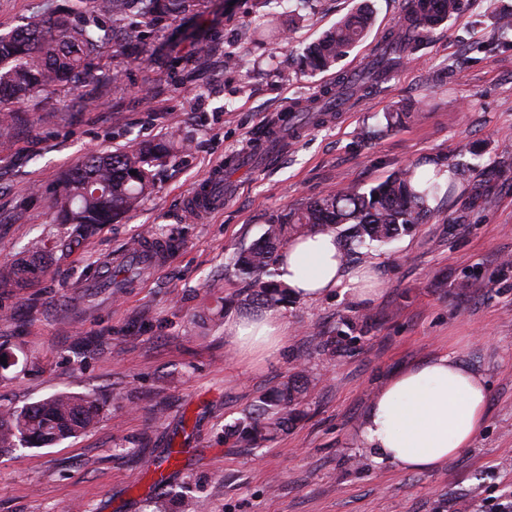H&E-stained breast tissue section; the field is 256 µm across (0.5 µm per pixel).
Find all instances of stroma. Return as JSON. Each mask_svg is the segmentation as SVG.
Listing matches in <instances>:
<instances>
[{
  "instance_id": "obj_1",
  "label": "stroma",
  "mask_w": 512,
  "mask_h": 512,
  "mask_svg": "<svg viewBox=\"0 0 512 512\" xmlns=\"http://www.w3.org/2000/svg\"><path fill=\"white\" fill-rule=\"evenodd\" d=\"M359 0H211L174 42L153 29L97 64L102 98L87 87L29 102L30 123L0 135V265L55 240L64 173L92 152L177 136L156 186L136 211L72 252L54 250L25 288L0 289V410L59 392L104 402L99 423L48 448L0 452V512H149L150 461L178 452L161 496L178 512H497L512 497V31L497 17L512 0H463L397 70L341 119L285 143L266 165L228 171L223 209L187 219L185 199L216 164L246 157L284 107L363 67L396 24L402 0H369L375 24L335 68L302 75L300 55ZM246 50L243 70L224 55ZM411 113L390 129L385 115ZM467 162L471 181L408 235L369 250L381 286L371 301L335 291L278 304L288 342L245 355L235 321L256 312L250 284L230 265L265 224L337 188L370 189L398 169ZM172 242L147 277L120 268V292L102 287L105 260L140 241ZM449 353L488 388L470 448L432 471L377 462L358 437L374 392L396 372ZM314 390L285 433L261 448L228 433L251 404L295 372Z\"/></svg>"
}]
</instances>
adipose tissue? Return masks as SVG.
<instances>
[{
  "label": "adipose tissue",
  "mask_w": 512,
  "mask_h": 512,
  "mask_svg": "<svg viewBox=\"0 0 512 512\" xmlns=\"http://www.w3.org/2000/svg\"><path fill=\"white\" fill-rule=\"evenodd\" d=\"M342 253L343 243L333 232L291 239L280 251L277 279L295 298L317 300L342 287L359 300H373L380 282L372 266L347 265ZM233 332L241 349L269 351L286 342L288 324L270 309L239 321ZM487 408L483 377L439 355L379 388L359 433L376 460L406 471H430L472 444Z\"/></svg>",
  "instance_id": "ef3b65f1"
}]
</instances>
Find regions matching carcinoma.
<instances>
[{
    "instance_id": "carcinoma-1",
    "label": "carcinoma",
    "mask_w": 512,
    "mask_h": 512,
    "mask_svg": "<svg viewBox=\"0 0 512 512\" xmlns=\"http://www.w3.org/2000/svg\"><path fill=\"white\" fill-rule=\"evenodd\" d=\"M208 8L207 0H65L52 11L34 12L26 23L0 34V129L25 121L20 105L61 87L97 81L93 61L102 50L121 46L146 29L190 18ZM372 10L365 2L336 23L303 53V65L326 71L347 56L368 35ZM432 31L427 14L404 9L380 49L377 63L386 72L413 53ZM378 79L372 70L359 81L340 79L327 94L340 98L357 94ZM170 154L164 143H139L108 154H93L66 174L55 199L57 219L70 225L55 248L71 252L100 224H110L138 208L155 188L156 169ZM137 174L132 175L130 171ZM471 166L451 167L446 198L467 183ZM415 171L401 169L367 191L341 188L291 209L265 226L261 238L240 250L235 270L251 284V302L273 305L288 300L287 287L275 280L272 267L279 250L297 235L334 232L343 239V261L356 249L387 243L406 235L431 214L438 184L414 183ZM44 242H36L29 261L0 266V288H21L43 259ZM309 392L308 379L295 375L272 388L233 427L237 439L252 447L274 440L300 414ZM104 405L74 393H58L21 410L0 411V448L36 447L75 437L92 428Z\"/></svg>"
}]
</instances>
